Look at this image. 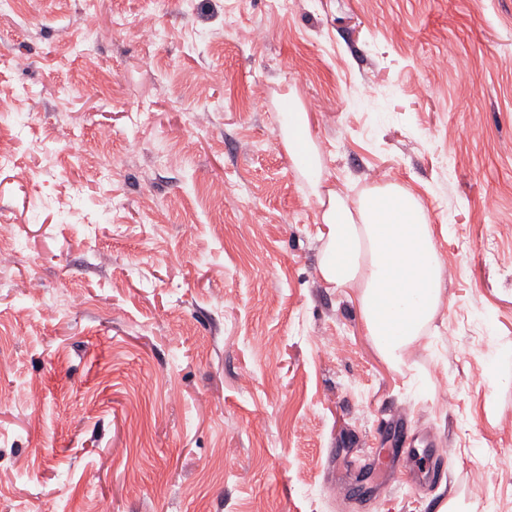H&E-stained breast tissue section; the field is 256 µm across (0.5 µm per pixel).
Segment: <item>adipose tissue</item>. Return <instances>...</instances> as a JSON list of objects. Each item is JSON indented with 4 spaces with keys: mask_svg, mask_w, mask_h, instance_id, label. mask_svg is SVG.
<instances>
[{
    "mask_svg": "<svg viewBox=\"0 0 512 512\" xmlns=\"http://www.w3.org/2000/svg\"><path fill=\"white\" fill-rule=\"evenodd\" d=\"M285 117L283 142L312 189L324 179L321 154L309 136L300 100ZM321 222L328 232L321 256L323 279L360 290L362 316L371 336L392 359L429 324L441 301L444 262L433 227L419 200L397 184L375 188L358 199L329 189Z\"/></svg>",
    "mask_w": 512,
    "mask_h": 512,
    "instance_id": "ef3b65f1",
    "label": "adipose tissue"
}]
</instances>
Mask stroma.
Returning a JSON list of instances; mask_svg holds the SVG:
<instances>
[{
  "label": "stroma",
  "instance_id": "35a3bbf8",
  "mask_svg": "<svg viewBox=\"0 0 512 512\" xmlns=\"http://www.w3.org/2000/svg\"><path fill=\"white\" fill-rule=\"evenodd\" d=\"M1 90L0 512H512V0H20ZM292 95L452 263L403 365L320 274Z\"/></svg>",
  "mask_w": 512,
  "mask_h": 512
}]
</instances>
